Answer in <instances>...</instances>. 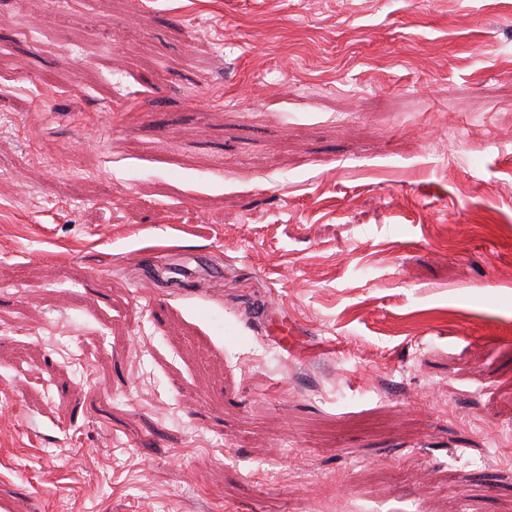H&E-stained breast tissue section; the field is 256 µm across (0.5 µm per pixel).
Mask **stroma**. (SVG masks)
I'll return each instance as SVG.
<instances>
[{
  "label": "stroma",
  "mask_w": 512,
  "mask_h": 512,
  "mask_svg": "<svg viewBox=\"0 0 512 512\" xmlns=\"http://www.w3.org/2000/svg\"><path fill=\"white\" fill-rule=\"evenodd\" d=\"M0 512H512V0H0Z\"/></svg>",
  "instance_id": "1"
}]
</instances>
